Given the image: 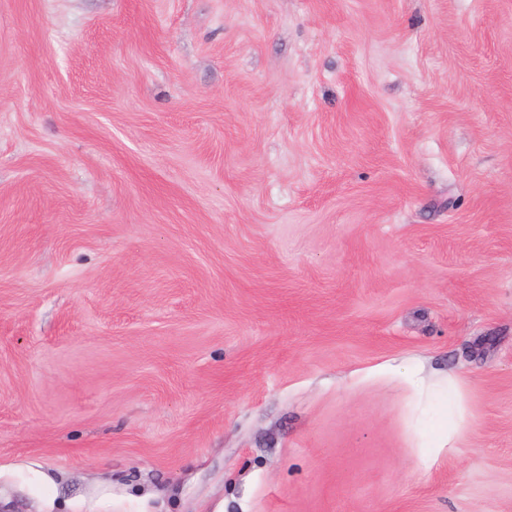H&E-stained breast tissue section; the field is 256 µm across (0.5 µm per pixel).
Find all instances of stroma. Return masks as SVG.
Masks as SVG:
<instances>
[{"label":"stroma","mask_w":512,"mask_h":512,"mask_svg":"<svg viewBox=\"0 0 512 512\" xmlns=\"http://www.w3.org/2000/svg\"><path fill=\"white\" fill-rule=\"evenodd\" d=\"M33 463L74 512H512V0H0L15 512Z\"/></svg>","instance_id":"obj_1"}]
</instances>
